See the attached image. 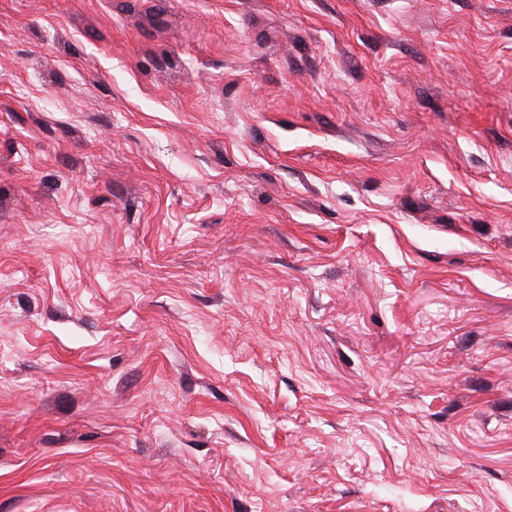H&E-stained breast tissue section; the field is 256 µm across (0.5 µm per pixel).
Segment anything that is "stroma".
I'll list each match as a JSON object with an SVG mask.
<instances>
[{
	"label": "stroma",
	"instance_id": "35a3bbf8",
	"mask_svg": "<svg viewBox=\"0 0 512 512\" xmlns=\"http://www.w3.org/2000/svg\"><path fill=\"white\" fill-rule=\"evenodd\" d=\"M0 512H512V0H0Z\"/></svg>",
	"mask_w": 512,
	"mask_h": 512
}]
</instances>
